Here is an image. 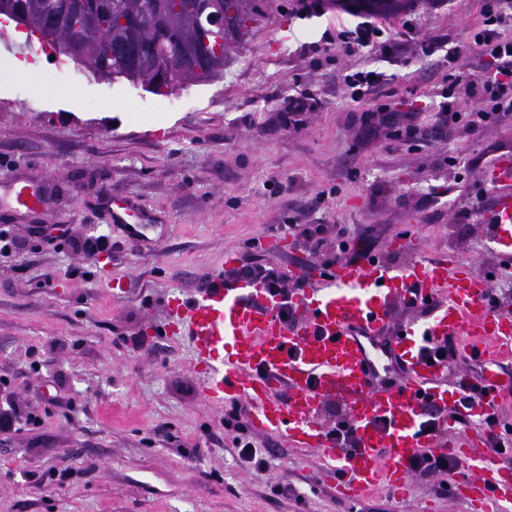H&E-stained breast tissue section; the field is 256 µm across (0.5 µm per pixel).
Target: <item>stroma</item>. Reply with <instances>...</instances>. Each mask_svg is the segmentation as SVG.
<instances>
[{
    "instance_id": "35a3bbf8",
    "label": "stroma",
    "mask_w": 512,
    "mask_h": 512,
    "mask_svg": "<svg viewBox=\"0 0 512 512\" xmlns=\"http://www.w3.org/2000/svg\"><path fill=\"white\" fill-rule=\"evenodd\" d=\"M254 4L240 39L224 38L223 77L167 95L95 80L55 53L13 80L21 53L0 42V185L20 180L47 200L28 216L0 202V233L24 238L33 225L64 224L72 236L108 234L114 244L106 272L61 240L0 255V408L12 401L41 419L0 433V512H473L453 476L412 479L403 497L380 488L341 501L319 456L259 432L270 469L249 471L223 408L201 396L188 343L165 331L168 297L191 294L224 252L292 266L301 249L266 246L291 218L344 225L396 264L452 254L482 274L497 268L485 225L454 223L448 200L475 194L486 159L512 148V117L477 137L453 130L432 143L387 144L353 123L361 106L343 74L392 75L389 105L417 106L427 125L444 69L414 61L403 42L387 61L310 52L349 16L331 8L302 18L290 0ZM418 23L447 35V50L476 72L467 38L478 0L424 5ZM306 91L321 110L287 126L279 108ZM449 155L456 166L445 164ZM122 197L164 233L148 245L128 239L109 216ZM404 235L410 251H392ZM57 383L65 403L34 398ZM280 479L296 495H281Z\"/></svg>"
}]
</instances>
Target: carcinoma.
Returning <instances> with one entry per match:
<instances>
[{"label":"carcinoma","instance_id":"carcinoma-1","mask_svg":"<svg viewBox=\"0 0 512 512\" xmlns=\"http://www.w3.org/2000/svg\"><path fill=\"white\" fill-rule=\"evenodd\" d=\"M239 6L235 37L252 19V0H234ZM23 14L22 25L44 45L76 40L82 58L75 64L100 80L124 78L156 94L166 93V76L177 55L195 49L197 29L193 0L175 12L168 0H0V16ZM103 27L112 46L125 52L109 55L104 45L84 37ZM224 71L186 72L175 83L185 86L220 77Z\"/></svg>","mask_w":512,"mask_h":512}]
</instances>
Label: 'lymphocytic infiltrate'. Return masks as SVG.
<instances>
[{
    "label": "lymphocytic infiltrate",
    "mask_w": 512,
    "mask_h": 512,
    "mask_svg": "<svg viewBox=\"0 0 512 512\" xmlns=\"http://www.w3.org/2000/svg\"><path fill=\"white\" fill-rule=\"evenodd\" d=\"M348 11L354 19L353 24L343 27L335 41L322 45V53L386 56L391 54L395 40L400 39L412 44L417 58L422 59L434 56L443 44L441 36L421 31L416 23V6L401 11L399 30L394 35L383 23L381 13L363 6L362 0H351ZM470 46L480 59L478 74L464 75L458 67L457 54L445 55L439 61L440 66L448 70L437 92L439 126L399 127L392 130V140L411 133L428 142L438 139L443 130L457 128L463 129L466 135L476 136L512 115V0H481L480 21L472 33ZM344 83L350 98L363 106L357 123L366 126L382 117L383 108L374 105L373 100L383 94L388 83L385 74L358 69L346 74ZM463 98L471 102L465 112L456 106ZM288 230L304 251L318 258L321 268L332 267L346 254L357 259L362 256L361 250L353 248L345 227H337L332 232L323 224H292ZM229 275L262 283L286 299L306 286L304 279L288 273L279 263L250 256L243 257ZM247 414L244 403H229L224 410V426L237 433L235 444L240 459L254 471L263 473L267 470L266 453L245 436Z\"/></svg>",
    "instance_id": "1"
}]
</instances>
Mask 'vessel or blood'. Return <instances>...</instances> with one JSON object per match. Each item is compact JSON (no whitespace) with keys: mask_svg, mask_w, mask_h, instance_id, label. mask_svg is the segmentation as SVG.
I'll return each instance as SVG.
<instances>
[{"mask_svg":"<svg viewBox=\"0 0 512 512\" xmlns=\"http://www.w3.org/2000/svg\"><path fill=\"white\" fill-rule=\"evenodd\" d=\"M484 180L490 197L481 221L501 256L500 275L512 277L511 149L490 159ZM6 197L20 211L40 204L24 184ZM112 221L141 240L151 228L130 203L113 209ZM238 261L237 252H225L222 268L201 288L166 303V329L190 342L208 404L247 403L256 431L319 455L344 501L380 487L405 493L407 463L426 448L471 470L461 491L480 512L512 498V469L499 466L488 428H470L447 443L422 427L428 410H447L458 392L447 381L446 365L421 354V347L454 336L463 354L512 359V310L490 311L489 283L472 261L451 255L395 265L371 255L325 272L295 262L294 273L309 285L292 298L291 324L279 316L280 295L259 283L225 280V268ZM407 303L428 308L427 319L396 321V307ZM480 383L490 394L470 414L483 419L512 387V367L488 370ZM325 401L343 405L356 447L331 440L319 420Z\"/></svg>","mask_w":512,"mask_h":512,"instance_id":"b4317fda","label":"vessel or blood"}]
</instances>
